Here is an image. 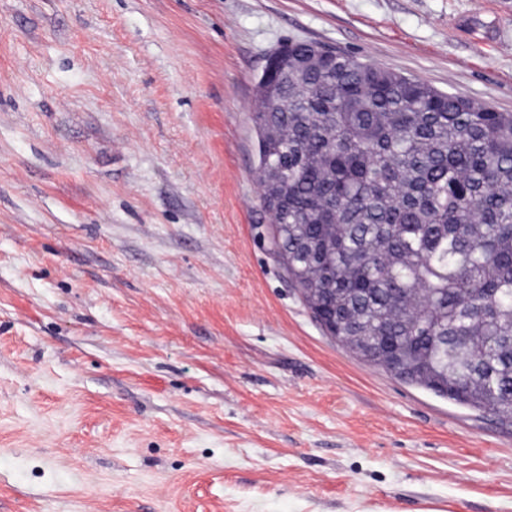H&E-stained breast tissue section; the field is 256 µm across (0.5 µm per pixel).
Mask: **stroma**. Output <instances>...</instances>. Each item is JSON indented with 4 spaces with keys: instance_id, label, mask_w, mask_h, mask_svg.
<instances>
[{
    "instance_id": "1",
    "label": "stroma",
    "mask_w": 512,
    "mask_h": 512,
    "mask_svg": "<svg viewBox=\"0 0 512 512\" xmlns=\"http://www.w3.org/2000/svg\"><path fill=\"white\" fill-rule=\"evenodd\" d=\"M289 39L512 112V0H0V512H512V423L362 361L273 252Z\"/></svg>"
}]
</instances>
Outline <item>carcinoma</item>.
Listing matches in <instances>:
<instances>
[{
    "label": "carcinoma",
    "mask_w": 512,
    "mask_h": 512,
    "mask_svg": "<svg viewBox=\"0 0 512 512\" xmlns=\"http://www.w3.org/2000/svg\"><path fill=\"white\" fill-rule=\"evenodd\" d=\"M256 97L277 256L326 331L389 373L411 353L396 378L511 421L512 112L333 51Z\"/></svg>",
    "instance_id": "carcinoma-1"
}]
</instances>
